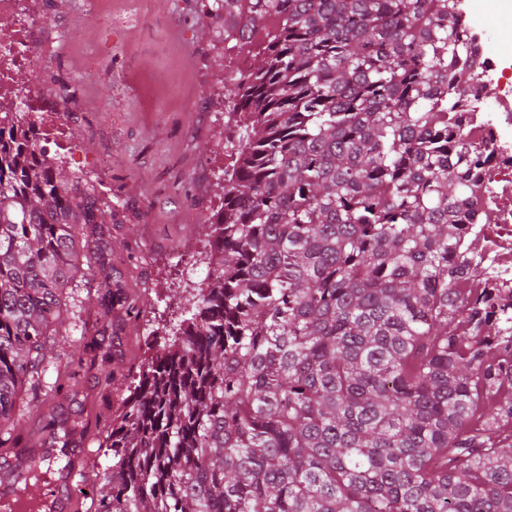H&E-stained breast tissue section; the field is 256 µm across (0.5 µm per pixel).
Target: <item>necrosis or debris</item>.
Segmentation results:
<instances>
[{"label": "necrosis or debris", "instance_id": "obj_1", "mask_svg": "<svg viewBox=\"0 0 512 512\" xmlns=\"http://www.w3.org/2000/svg\"><path fill=\"white\" fill-rule=\"evenodd\" d=\"M458 22L470 37L468 63L475 78L459 90L460 128L478 146L481 164L471 175L465 208L473 221L465 225L459 252L483 270L474 293H492L498 307L512 310V73L488 45L482 15L468 0H452ZM0 23L11 31L15 52L0 46V98L18 93L15 75L34 59L33 24L21 0H0ZM490 223H481L483 214Z\"/></svg>", "mask_w": 512, "mask_h": 512}]
</instances>
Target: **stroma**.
Segmentation results:
<instances>
[{"mask_svg":"<svg viewBox=\"0 0 512 512\" xmlns=\"http://www.w3.org/2000/svg\"><path fill=\"white\" fill-rule=\"evenodd\" d=\"M37 56L21 80L79 89V109L63 117L67 168L95 180L112 201L109 243L78 292L75 316L50 347L53 361L81 359L67 397L32 410L19 448L0 447V482L17 455L41 460L49 413L57 439L97 453L93 435L128 394L131 373L150 358L151 333L173 335L181 312L208 276V216L223 202L233 164L235 118L224 110V79L250 66L259 44L225 51L194 0H29ZM198 247L186 260L182 243ZM119 285L139 311L104 314V282ZM112 355L111 390L99 363L83 356V337Z\"/></svg>","mask_w":512,"mask_h":512,"instance_id":"35a3bbf8","label":"stroma"}]
</instances>
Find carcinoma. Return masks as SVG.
Listing matches in <instances>:
<instances>
[{"label": "carcinoma", "instance_id": "1", "mask_svg": "<svg viewBox=\"0 0 512 512\" xmlns=\"http://www.w3.org/2000/svg\"><path fill=\"white\" fill-rule=\"evenodd\" d=\"M244 115L210 281L97 437L85 512H512V353L458 254L477 148L449 0H201ZM0 99V447L112 202Z\"/></svg>", "mask_w": 512, "mask_h": 512}]
</instances>
